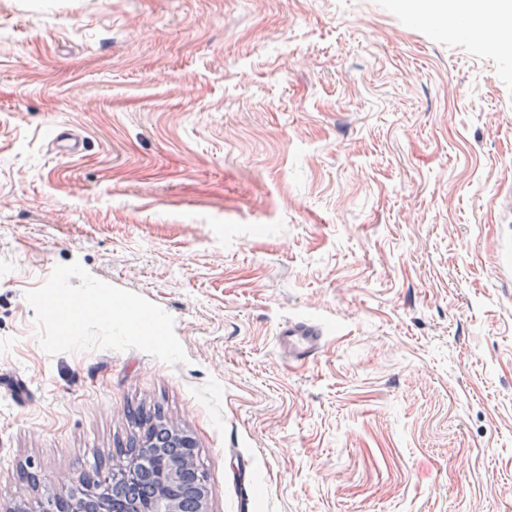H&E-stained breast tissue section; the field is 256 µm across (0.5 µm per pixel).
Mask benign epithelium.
Wrapping results in <instances>:
<instances>
[{"mask_svg": "<svg viewBox=\"0 0 512 512\" xmlns=\"http://www.w3.org/2000/svg\"><path fill=\"white\" fill-rule=\"evenodd\" d=\"M167 459L162 449L145 445L131 459L112 465L99 475L78 485L62 484L52 495L27 502L8 512H55L54 501L71 504V512H208L210 489L206 479L193 489L177 493L179 467ZM152 485V492L142 498L131 497L118 507L113 489L127 486L135 491L143 484Z\"/></svg>", "mask_w": 512, "mask_h": 512, "instance_id": "1", "label": "benign epithelium"}]
</instances>
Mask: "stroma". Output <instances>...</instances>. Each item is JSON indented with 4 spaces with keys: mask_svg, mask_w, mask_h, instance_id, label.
Masks as SVG:
<instances>
[{
    "mask_svg": "<svg viewBox=\"0 0 512 512\" xmlns=\"http://www.w3.org/2000/svg\"><path fill=\"white\" fill-rule=\"evenodd\" d=\"M506 192L512 53L467 23L0 0V512L137 410L194 438L210 512H512ZM321 324L308 318L289 319L277 331V345L283 356L296 363L314 360L324 344Z\"/></svg>",
    "mask_w": 512,
    "mask_h": 512,
    "instance_id": "stroma-1",
    "label": "stroma"
}]
</instances>
